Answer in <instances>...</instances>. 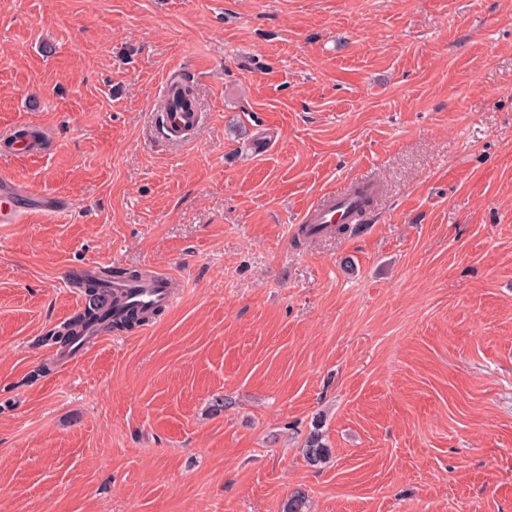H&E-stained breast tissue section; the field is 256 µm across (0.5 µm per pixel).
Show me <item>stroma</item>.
<instances>
[{"mask_svg":"<svg viewBox=\"0 0 512 512\" xmlns=\"http://www.w3.org/2000/svg\"><path fill=\"white\" fill-rule=\"evenodd\" d=\"M174 67L185 139L156 123ZM24 131L0 512H512V0H0ZM360 180L361 230L294 244ZM88 262L178 298L69 362L47 336ZM302 452L307 463L315 467L322 466L331 459V448L319 428L309 435Z\"/></svg>","mask_w":512,"mask_h":512,"instance_id":"1","label":"stroma"}]
</instances>
